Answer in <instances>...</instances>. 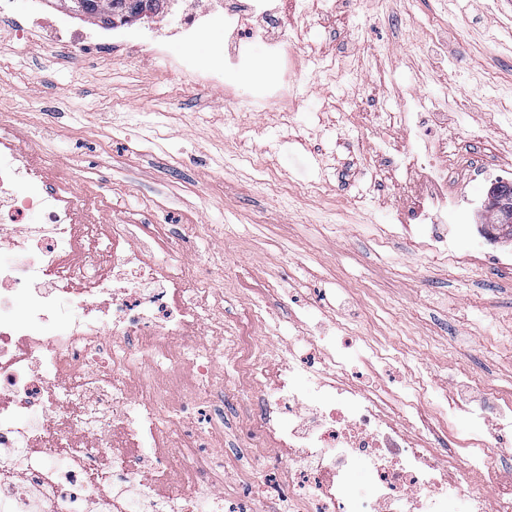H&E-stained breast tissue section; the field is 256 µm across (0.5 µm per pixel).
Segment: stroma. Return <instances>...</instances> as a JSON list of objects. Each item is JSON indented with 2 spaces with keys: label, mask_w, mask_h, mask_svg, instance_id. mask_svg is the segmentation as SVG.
<instances>
[{
  "label": "stroma",
  "mask_w": 512,
  "mask_h": 512,
  "mask_svg": "<svg viewBox=\"0 0 512 512\" xmlns=\"http://www.w3.org/2000/svg\"><path fill=\"white\" fill-rule=\"evenodd\" d=\"M157 17L126 23L122 39L139 49L128 66L112 54L36 42H0L11 75L0 80V113H14L34 156L82 182L102 224H196L180 260L215 285L233 278L224 304L245 321L254 283L271 279L268 332L276 356L301 354L306 336L351 337L399 345L382 363H351L360 385L390 391L414 377L429 409L455 394L470 405L488 389L512 399V238H486L487 184L455 183L464 209L433 223L418 207L420 177L395 169L386 142L414 151L418 138L446 144L445 160L482 163L512 183V0H329L301 28L295 84H309L288 123L264 101L278 66L256 42L226 80L239 93L180 91L170 57L191 52L200 67L219 61L224 23L191 48L153 53ZM448 108V126L419 130L379 124L375 109L427 113ZM250 112L240 139L229 112ZM319 184L308 193L307 184ZM448 233L450 253L426 248L432 230ZM476 377L459 384L460 370ZM210 440L223 442L213 487L242 490L243 438L232 416Z\"/></svg>",
  "instance_id": "stroma-1"
}]
</instances>
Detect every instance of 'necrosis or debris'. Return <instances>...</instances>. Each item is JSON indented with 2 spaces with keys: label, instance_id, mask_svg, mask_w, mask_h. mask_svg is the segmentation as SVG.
<instances>
[{
  "label": "necrosis or debris",
  "instance_id": "4bbe7bcc",
  "mask_svg": "<svg viewBox=\"0 0 512 512\" xmlns=\"http://www.w3.org/2000/svg\"><path fill=\"white\" fill-rule=\"evenodd\" d=\"M308 0H177L170 40L194 46L214 19L256 15L276 34L267 54L280 79L269 97L281 118L292 115L291 65L300 45L288 15L305 13ZM249 57L237 43L218 71L198 69L185 56L176 69L195 85L235 99L224 73ZM439 144L419 143L416 152L392 156L399 167L424 172L430 190L423 208L439 215L460 206L446 163L431 162ZM73 185L50 178L33 164L23 132L0 115V227L21 234L15 252L0 255V512H160L144 488L163 482L172 512H200L197 493L213 480L220 448L196 452L188 433L175 448L144 463L123 454L126 445L167 447L160 421L166 408L192 414L210 399L216 351L199 350L186 330L206 325L229 350L252 393L225 385L220 398L233 403L247 434L246 446L264 468L276 471L274 492L290 512H448V493L473 500L484 512V486L499 488L496 512H512V484L504 486L495 459L512 458V407L496 392L470 418L495 419L492 439L451 455L437 454V430L410 391L389 394L359 388L338 376L347 342L314 338L316 366L288 360L272 365L262 334L268 311L250 310L251 333L226 324L212 281L194 269L155 259L151 250L128 247L131 227L113 225L102 248L98 225L75 232ZM38 223H27L29 214ZM24 305L16 307L15 294ZM192 294L193 304L183 301ZM189 376L192 385L172 399L170 382ZM365 470L367 489L350 479ZM126 482L127 495L101 500L100 481Z\"/></svg>",
  "mask_w": 512,
  "mask_h": 512
}]
</instances>
